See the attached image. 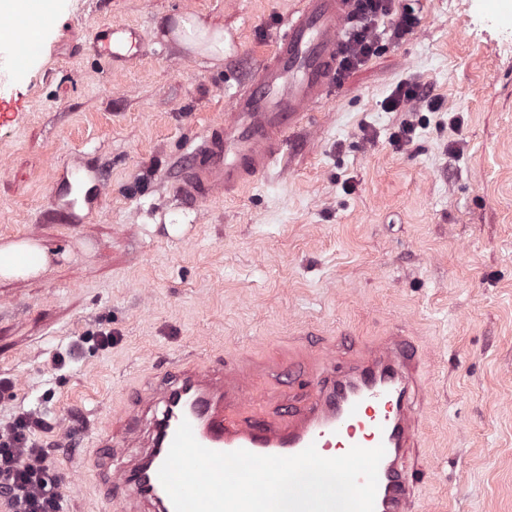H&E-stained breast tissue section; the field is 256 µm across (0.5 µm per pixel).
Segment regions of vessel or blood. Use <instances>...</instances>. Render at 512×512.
I'll list each match as a JSON object with an SVG mask.
<instances>
[{
	"label": "vessel or blood",
	"instance_id": "b4317fda",
	"mask_svg": "<svg viewBox=\"0 0 512 512\" xmlns=\"http://www.w3.org/2000/svg\"><path fill=\"white\" fill-rule=\"evenodd\" d=\"M351 9L352 0H299L223 120L209 124L192 147L176 187L186 204L218 192L236 195L287 161L294 131L334 92ZM97 44L115 59L140 46L110 27L99 31ZM311 368L299 404L274 415L258 410L243 372L223 360L165 371L93 437L99 494L117 497L122 512H174L158 471L186 421L199 444L218 452L293 456L312 445L328 457L384 446L374 512H412L414 476L405 457L418 442L421 363L407 338L393 333L344 358L329 346Z\"/></svg>",
	"mask_w": 512,
	"mask_h": 512
}]
</instances>
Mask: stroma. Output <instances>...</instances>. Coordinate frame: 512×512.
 Wrapping results in <instances>:
<instances>
[{"mask_svg": "<svg viewBox=\"0 0 512 512\" xmlns=\"http://www.w3.org/2000/svg\"><path fill=\"white\" fill-rule=\"evenodd\" d=\"M297 6L68 0L52 36L16 23L42 58L24 79L0 51V102L18 114L0 126V238L52 256L38 277L0 279V428L46 417L63 512H110L89 436L159 367L223 355L271 411L318 350L394 330L424 354L413 512H512V0H395L412 34L380 22L375 54L295 134L287 166L187 207L173 189L193 142ZM185 14L223 25V63L167 40ZM125 25L145 40L117 64L97 33ZM404 81L440 110L386 111ZM406 123L412 141L394 145ZM73 161L107 183L95 212L76 201L82 224L50 212Z\"/></svg>", "mask_w": 512, "mask_h": 512, "instance_id": "obj_1", "label": "stroma"}]
</instances>
